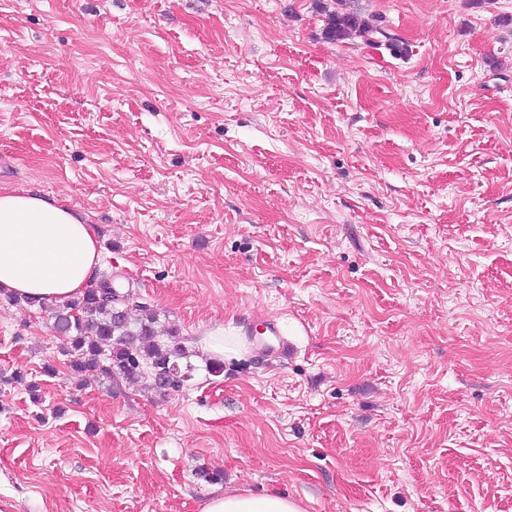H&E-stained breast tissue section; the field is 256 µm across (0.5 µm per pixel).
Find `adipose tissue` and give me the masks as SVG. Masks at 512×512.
Masks as SVG:
<instances>
[{
	"label": "adipose tissue",
	"instance_id": "adipose-tissue-1",
	"mask_svg": "<svg viewBox=\"0 0 512 512\" xmlns=\"http://www.w3.org/2000/svg\"><path fill=\"white\" fill-rule=\"evenodd\" d=\"M101 248L95 225L64 200L30 189L0 192V293L21 301L59 302L96 282ZM202 512H301L278 495L236 491Z\"/></svg>",
	"mask_w": 512,
	"mask_h": 512
}]
</instances>
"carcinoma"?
<instances>
[{"instance_id":"cac0c4a2","label":"carcinoma","mask_w":512,"mask_h":512,"mask_svg":"<svg viewBox=\"0 0 512 512\" xmlns=\"http://www.w3.org/2000/svg\"><path fill=\"white\" fill-rule=\"evenodd\" d=\"M357 33L379 34L393 54L407 53L405 43L375 23L353 12H328L327 38L341 41ZM42 306L51 313L53 328L62 337L63 352L76 374L97 372L108 379L147 382L164 396L180 391L192 379L193 368L184 363L188 354L176 333H167L165 341L158 339L155 313L146 309L141 318L132 320L104 284L90 285L82 297L65 304L44 302Z\"/></svg>"}]
</instances>
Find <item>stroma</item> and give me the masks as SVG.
<instances>
[{
    "label": "stroma",
    "mask_w": 512,
    "mask_h": 512,
    "mask_svg": "<svg viewBox=\"0 0 512 512\" xmlns=\"http://www.w3.org/2000/svg\"><path fill=\"white\" fill-rule=\"evenodd\" d=\"M345 4L407 54L333 0H0V189L86 215L195 368L75 374L0 297V512H512V0ZM326 36L330 40L341 41L353 34L374 35L379 34L387 41V46L394 55L402 56L407 53V45L397 38L388 35L378 28L375 23L360 18L353 12L328 11ZM224 337L225 336H217L214 333H211L207 336H203L198 343V347H200L203 351L208 353L211 358H217L220 360H224V356L226 353H237L238 350H241L243 347V342L241 340V336H230V339L236 340V348H229L224 345ZM298 504L278 495L256 496L234 491L216 497L203 506L202 512H301Z\"/></svg>",
    "instance_id": "35a3bbf8"
}]
</instances>
